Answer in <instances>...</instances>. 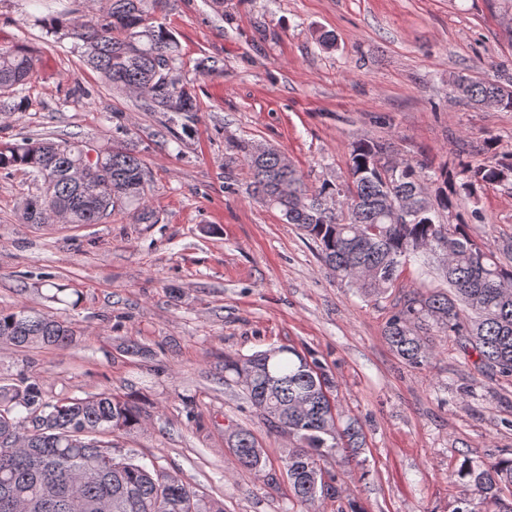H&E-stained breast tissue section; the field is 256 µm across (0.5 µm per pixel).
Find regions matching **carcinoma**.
I'll list each match as a JSON object with an SVG mask.
<instances>
[{"label": "carcinoma", "mask_w": 512, "mask_h": 512, "mask_svg": "<svg viewBox=\"0 0 512 512\" xmlns=\"http://www.w3.org/2000/svg\"><path fill=\"white\" fill-rule=\"evenodd\" d=\"M165 0H107L96 21L49 22L50 32L72 40L86 62L113 89L133 95L145 112H160L186 128L196 119V96L180 79L181 47L154 21ZM34 73V56L23 44L0 47V112H24V86ZM454 97L473 108L512 110V74L488 81L458 71L448 77ZM225 164L226 185L234 186L236 162L247 166V193L279 211L315 246L324 268L367 298L392 287L399 268L412 258L436 263L448 285L410 295L387 321L390 348L411 367L433 354L431 332L455 336L477 356L480 368L512 377V266L497 248L473 251L468 224L481 221L476 209L460 210L472 198L512 174V154L492 164H464L455 175L433 171L425 162L403 161L387 186L379 171L391 146L359 139L349 148L347 179L310 186L285 163L279 150L240 140ZM50 138L0 142V173L32 178L37 193L25 205V219L46 224H101L112 212L135 207L140 224H155L147 204V172L139 154L122 144L97 151ZM453 223L440 222L441 214ZM80 331L60 312L21 303L0 311V343L17 348L72 345ZM224 381L239 386L245 399L271 429L288 434L291 447L280 462L294 505L309 508L319 497L337 499L340 477L323 461L350 463L366 445L360 420L330 412L324 392L335 382L321 363L291 346L271 347L248 356L224 357ZM145 404L128 394L100 393L44 400L40 385L27 377L0 384V512H224L207 505L172 474L159 481L155 469L117 459L112 442L99 436L141 430ZM230 464L260 472L265 451L247 427L227 428ZM467 493L455 512H512V456L490 461L464 459L456 472Z\"/></svg>", "instance_id": "obj_1"}]
</instances>
